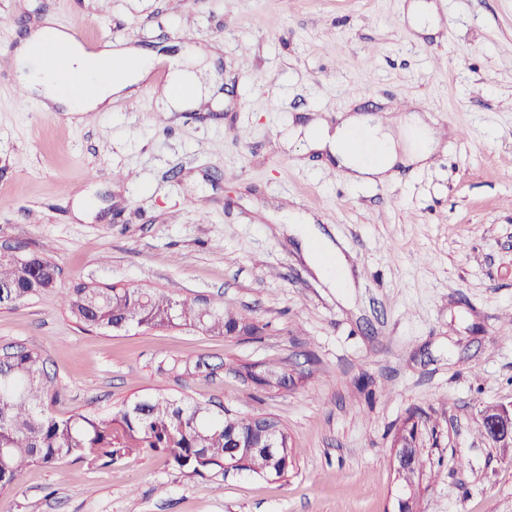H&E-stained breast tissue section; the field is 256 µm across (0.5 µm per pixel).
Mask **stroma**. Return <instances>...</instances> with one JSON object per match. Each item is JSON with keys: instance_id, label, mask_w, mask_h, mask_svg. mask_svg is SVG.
<instances>
[{"instance_id": "stroma-1", "label": "stroma", "mask_w": 512, "mask_h": 512, "mask_svg": "<svg viewBox=\"0 0 512 512\" xmlns=\"http://www.w3.org/2000/svg\"><path fill=\"white\" fill-rule=\"evenodd\" d=\"M0 0V58L44 18L82 41L209 46L219 112L156 107L157 67L83 122L27 101L0 66V241L44 249L64 282L162 288L235 307L259 338L80 328L50 297L0 310V354L41 351L55 416L109 413L156 390L276 417L279 479L191 476L160 453L34 466L0 512H398L396 431L417 415L416 512H512V447L480 432L512 405V0ZM417 103L454 129L424 169L358 186L308 151L299 124ZM311 215L351 285L318 278L282 213ZM167 356L202 359L186 383ZM282 361L297 386L263 397L236 365ZM408 18L411 26L417 31L436 29L437 19L431 4L412 2L408 7Z\"/></svg>"}]
</instances>
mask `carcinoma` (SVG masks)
Returning <instances> with one entry per match:
<instances>
[{
  "instance_id": "carcinoma-1",
  "label": "carcinoma",
  "mask_w": 512,
  "mask_h": 512,
  "mask_svg": "<svg viewBox=\"0 0 512 512\" xmlns=\"http://www.w3.org/2000/svg\"><path fill=\"white\" fill-rule=\"evenodd\" d=\"M56 298L82 327L103 331L180 329L209 336L244 333L261 335L262 327L224 303L201 305L170 290L117 284L75 283L60 287V268L41 252L0 258V308L9 309L36 297ZM204 364L188 359L166 362L159 370L187 378ZM236 375L249 376L254 388L277 393L295 385L288 368L264 361L258 369L243 363ZM59 395L46 358L38 350L21 348L0 358V491L13 488L31 466L50 467L64 462L108 465L135 448L165 455L181 470L196 475L235 469L260 478H282L292 466L288 431L272 416L246 419L208 407L185 396L160 391L123 404L111 414L76 411L67 417L46 413L47 403ZM277 428L268 440L265 428ZM396 438L406 446L405 467L424 469L418 448L417 423L400 429Z\"/></svg>"
}]
</instances>
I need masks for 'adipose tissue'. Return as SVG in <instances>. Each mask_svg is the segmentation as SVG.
I'll return each mask as SVG.
<instances>
[{
  "mask_svg": "<svg viewBox=\"0 0 512 512\" xmlns=\"http://www.w3.org/2000/svg\"><path fill=\"white\" fill-rule=\"evenodd\" d=\"M58 52L71 69L83 75L85 84L93 85V92L56 81L46 56ZM159 64L169 69V79L158 92L162 111L184 112L204 104L220 108L222 94L212 62L199 54L174 57L109 42L90 52L48 19L12 56L17 81L30 99L44 111L61 109L78 121L87 113L108 111L113 98L126 95L129 87L146 79ZM302 131L309 149L328 152L355 184L393 182L398 177L397 166L424 167L442 145L433 118L417 111L398 120L348 112L340 116L336 127L315 118Z\"/></svg>",
  "mask_w": 512,
  "mask_h": 512,
  "instance_id": "adipose-tissue-1",
  "label": "adipose tissue"
}]
</instances>
